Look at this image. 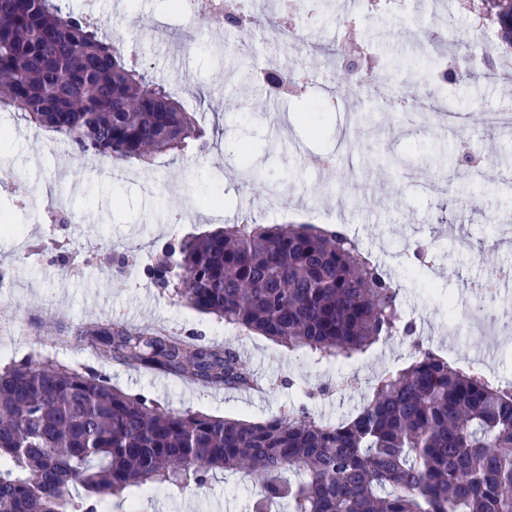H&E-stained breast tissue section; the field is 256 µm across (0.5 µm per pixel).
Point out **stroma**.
<instances>
[{
    "instance_id": "obj_1",
    "label": "stroma",
    "mask_w": 512,
    "mask_h": 512,
    "mask_svg": "<svg viewBox=\"0 0 512 512\" xmlns=\"http://www.w3.org/2000/svg\"><path fill=\"white\" fill-rule=\"evenodd\" d=\"M66 0L71 11L100 17L127 56L167 84L194 112L212 142L208 153L165 155L155 165L119 168L112 178L95 175L98 159L75 150L57 153L55 136L18 113L0 108V161L23 177L17 196L0 183V212L9 213L26 242L14 249L0 239V367L30 356H48L71 367H91L117 388L143 393L162 408L201 411L218 417L262 421L307 406L316 417L338 421L354 414L382 373L404 367L420 342L449 360L474 363L487 374L512 381V291L499 292L500 331H475L479 315L473 285L490 271L512 266V134L488 126L485 112L512 114V96L480 64L441 97L427 69L428 55L478 60L480 31L460 0H417L407 13L363 16V38L376 50L378 83L401 98L379 101L350 92L335 95L336 70L325 58L336 48L340 20L354 13L351 0H335L334 16L320 7L283 15L276 0H257L273 21L307 28L308 43L295 41L269 54L262 29L249 52L232 50V32L199 21L191 46L174 38L189 22L172 0ZM450 18V39L427 43L424 35ZM313 72L303 98L269 99L251 73ZM319 106L322 135L303 116ZM454 113V128L440 121ZM297 115L299 123L272 129L271 117ZM253 152L241 159L242 144ZM469 151L481 170L466 173L458 158ZM257 169L263 185L246 188L239 171ZM221 213L202 216L210 199ZM250 219L260 224L297 221L343 224L361 246L402 286L400 303L416 324L415 337L395 336L342 364L288 352L257 334L240 335L156 286L143 268L111 274L113 256L141 245L158 259L170 242L189 234ZM437 235L428 264L414 256V243ZM161 328L209 345L236 349L265 391L208 388L162 372H144L75 342L88 323ZM258 491L239 475H217L200 489L165 488L142 497L140 512H247Z\"/></svg>"
}]
</instances>
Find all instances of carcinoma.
Masks as SVG:
<instances>
[{
  "instance_id": "cac0c4a2",
  "label": "carcinoma",
  "mask_w": 512,
  "mask_h": 512,
  "mask_svg": "<svg viewBox=\"0 0 512 512\" xmlns=\"http://www.w3.org/2000/svg\"><path fill=\"white\" fill-rule=\"evenodd\" d=\"M465 9L512 52V0H466ZM334 55L343 87L373 80ZM257 85L304 92L276 73ZM0 107L114 165L210 148L194 113L60 0H0ZM166 254L145 269L159 287L291 352L347 362L415 333L401 286L341 224L246 220ZM74 339L133 368L224 389L251 384L230 347L118 324ZM216 470L257 479L249 512L282 502L288 512H512V388L419 344L352 417L324 422L304 406L250 422L170 411L49 357L0 371V512H97L108 499L113 512H136L138 495L201 486Z\"/></svg>"
}]
</instances>
